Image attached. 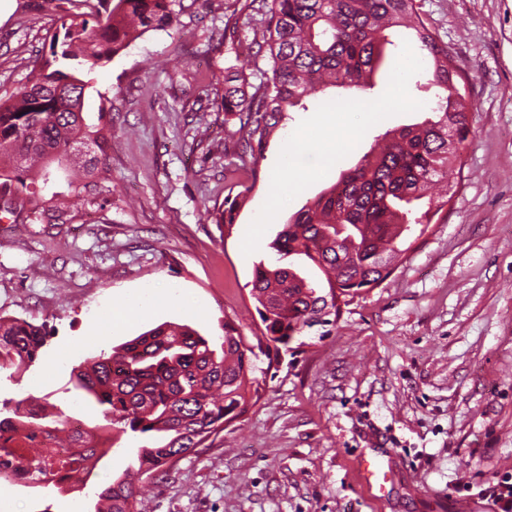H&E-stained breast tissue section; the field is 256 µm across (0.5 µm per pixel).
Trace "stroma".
I'll use <instances>...</instances> for the list:
<instances>
[{"instance_id": "35a3bbf8", "label": "stroma", "mask_w": 512, "mask_h": 512, "mask_svg": "<svg viewBox=\"0 0 512 512\" xmlns=\"http://www.w3.org/2000/svg\"><path fill=\"white\" fill-rule=\"evenodd\" d=\"M42 0H11L0 22V98L28 84L46 54ZM171 28L150 31L86 75L87 123L111 138L90 177L96 189L62 223L0 219V316L46 323L53 334L21 374L0 372V401L48 396L78 409L70 373L86 358L164 322L206 336L232 321L246 336L259 318L250 296L257 262L283 224L354 168L385 132L431 118L434 87L405 28L373 89L329 87L282 113L239 168L240 123L224 111L211 70L266 60L247 49L256 14L235 0H181ZM467 75L470 134L461 185L402 264L329 331L307 330L243 421L158 473L144 512H452L492 497L512 474V0H415ZM237 12L241 41L224 40ZM380 108L366 118V105ZM340 153L338 162L328 157ZM292 187L276 205L278 175ZM249 189L233 224L205 209ZM158 288L192 297L144 320L113 324L127 294ZM102 327L93 343L86 337ZM387 473L382 491L357 479L364 458ZM97 479L61 492L0 481V512H92Z\"/></svg>"}]
</instances>
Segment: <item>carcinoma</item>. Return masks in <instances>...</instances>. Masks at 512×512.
<instances>
[{
    "mask_svg": "<svg viewBox=\"0 0 512 512\" xmlns=\"http://www.w3.org/2000/svg\"><path fill=\"white\" fill-rule=\"evenodd\" d=\"M54 13L48 31L49 55L35 60L29 84L0 100V216L13 221H60L69 204L83 200V180L105 154L104 129L86 123L82 104L88 70L111 61L149 31L166 30L180 0H98L86 13L62 7L70 0H44ZM253 28L255 56L271 63V75L255 84L253 74L233 66L212 72L224 85V111L238 116L247 148L262 142L281 113L299 105L311 90L331 85L364 91L383 64L385 31L406 27L433 65L438 88L434 117L385 136L376 152L314 202L295 213L270 248L281 258H305L322 274L310 280L293 265L254 266L250 295L260 319L258 333L244 336L231 323L213 339L189 325L165 322L91 357L92 371L80 365L70 383L80 400L94 403L103 423L81 433L69 430L63 410L34 403L0 404V444L24 457L29 469L49 476L58 489L72 475L90 470L100 434L110 444L132 433L145 440L136 465L100 483L95 503L112 502V512H142L134 481L155 477L218 436L226 423L241 420L262 397L266 377L257 361H279L291 343L313 326H326L362 292L390 276L413 234L423 235L457 192L467 141L466 103L457 86L458 71L448 47L417 16L415 0H262ZM239 35L237 11L224 14V40ZM84 148L85 167L70 155ZM68 173L70 192H54L52 209L44 191L58 171ZM239 192L228 205L205 208L213 224L233 223L245 201ZM45 324L0 316V370L28 368L47 346ZM75 452L57 457L51 448Z\"/></svg>",
    "mask_w": 512,
    "mask_h": 512,
    "instance_id": "cac0c4a2",
    "label": "carcinoma"
}]
</instances>
